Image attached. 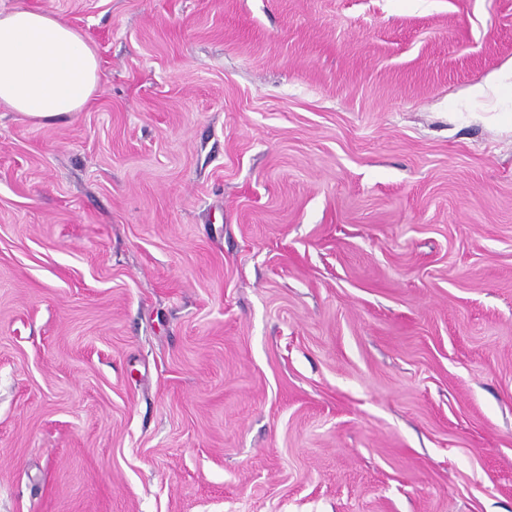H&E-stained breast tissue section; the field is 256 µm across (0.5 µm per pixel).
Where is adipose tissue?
<instances>
[{"mask_svg":"<svg viewBox=\"0 0 512 512\" xmlns=\"http://www.w3.org/2000/svg\"><path fill=\"white\" fill-rule=\"evenodd\" d=\"M96 52L61 16L0 11V108L40 122L82 111L100 83Z\"/></svg>","mask_w":512,"mask_h":512,"instance_id":"ef3b65f1","label":"adipose tissue"}]
</instances>
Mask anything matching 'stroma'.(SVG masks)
I'll return each mask as SVG.
<instances>
[{
	"label": "stroma",
	"instance_id": "1",
	"mask_svg": "<svg viewBox=\"0 0 512 512\" xmlns=\"http://www.w3.org/2000/svg\"><path fill=\"white\" fill-rule=\"evenodd\" d=\"M20 4L0 512H512V0ZM96 52L61 16L0 11V108L44 122L81 112L100 83Z\"/></svg>",
	"mask_w": 512,
	"mask_h": 512
}]
</instances>
